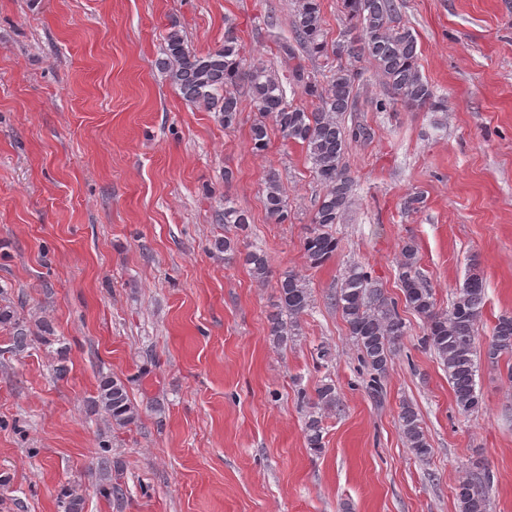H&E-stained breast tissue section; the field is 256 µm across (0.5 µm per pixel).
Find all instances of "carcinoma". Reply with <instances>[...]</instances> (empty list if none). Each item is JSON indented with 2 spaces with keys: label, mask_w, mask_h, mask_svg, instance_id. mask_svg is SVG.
I'll list each match as a JSON object with an SVG mask.
<instances>
[{
  "label": "carcinoma",
  "mask_w": 512,
  "mask_h": 512,
  "mask_svg": "<svg viewBox=\"0 0 512 512\" xmlns=\"http://www.w3.org/2000/svg\"><path fill=\"white\" fill-rule=\"evenodd\" d=\"M346 15L345 29L335 42L327 41L321 0H296L291 21V40L278 45L279 53L292 61L288 80L302 88L311 107L287 101L282 82L269 70L246 64L241 56L239 39L231 29L224 45L205 54L191 50L180 31L172 26L166 33L165 58L160 65L182 98L218 113L224 129L240 122L241 103L237 85L249 87L259 117L250 126L252 149L266 151L269 129L275 127L282 138L305 148L312 172L323 187L313 214V224L303 242L307 263L319 267L330 261L338 242L329 228L340 223L355 195L356 181L343 159L349 141L367 140L365 126L345 127L340 117L352 110L357 86L363 74L361 63H372L391 90L393 100L412 111H434L440 101L431 84L420 71L416 37L412 31L396 24V0H342ZM310 58L332 57L335 66L325 79L298 62L297 50ZM391 100V101H393ZM391 101H376L375 109L385 112ZM265 209L278 224L288 221V204L275 176L266 182ZM224 223L237 225L244 232L250 227L248 215L224 199ZM227 258L243 256L255 280L262 283L269 274V260L263 253L239 250L238 240L226 237L216 243ZM402 299L389 296L367 269L353 264L345 270L336 291L335 304L346 323L349 335L359 351V361L367 370L368 385L374 399L381 400L383 380L391 363L394 347L407 334V325L399 313V304L423 320L421 343L432 349L448 374L454 407L467 417L479 410L482 399L476 391L478 348L477 332L483 315L485 281L479 272L470 273L457 290L447 309L437 306L434 292L420 271L419 249L407 240L398 256ZM277 311L269 320V336L277 346L288 343L300 318L312 309L311 290L304 275L293 270L281 274L278 282ZM512 355V315H501L492 328L486 356L496 360ZM340 396L334 381H324L315 395L305 402V439L315 452L325 447L323 415L339 407ZM97 405L112 422L127 427L137 422L139 411L131 401L128 387L119 378L100 385ZM400 428L410 452L418 459L431 456L433 448L415 409L405 404L399 414ZM98 465L106 474L99 494L111 498L123 494L119 479L112 478L108 446L101 445ZM490 475L467 471L459 478L454 495L459 512H488ZM63 512H82L83 501L71 486L59 491Z\"/></svg>",
  "instance_id": "1"
}]
</instances>
